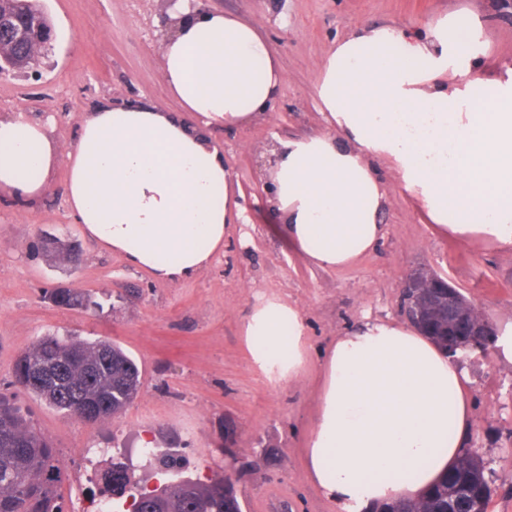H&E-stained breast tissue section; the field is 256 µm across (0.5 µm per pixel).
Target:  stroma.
<instances>
[{"label": "stroma", "mask_w": 512, "mask_h": 512, "mask_svg": "<svg viewBox=\"0 0 512 512\" xmlns=\"http://www.w3.org/2000/svg\"><path fill=\"white\" fill-rule=\"evenodd\" d=\"M55 41L39 74L0 77V112L52 116L61 147L77 142L81 115L123 94L168 112L180 111L159 65L164 23L159 0H41ZM208 6L257 23L283 72L268 116L231 130H210L224 153L243 222L224 232V253L191 281L172 285L103 251L77 224L67 203L68 167L58 162L38 202L0 201V393L11 396L58 455V492L69 512H94L99 491L92 462L113 447L135 449L151 429L158 451L177 449L190 473L223 470L227 449L253 451L256 467L238 489L243 512H336L305 478L302 448L317 411L316 363L328 343L363 316L399 319L404 277L427 269L446 278L494 326L512 323V251L435 231L386 162L385 235L376 252L354 265L323 269L289 243L268 202L264 159L280 139L326 128L316 93L319 66L335 42L356 27L417 26L464 11L483 23L489 62L512 65V21L499 0H208ZM62 239L80 260L61 264L44 251ZM64 286L89 292L97 314L58 306L45 293ZM276 294L307 319L314 357L298 379L270 385L250 362L240 336L250 307ZM69 332L119 344L142 371L141 392L122 414L90 425L68 417L15 382L18 357L48 333ZM475 434L471 441L493 474L487 512H512V364L486 353L469 364ZM274 446L278 456L265 459Z\"/></svg>", "instance_id": "obj_1"}]
</instances>
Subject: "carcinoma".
<instances>
[{
  "label": "carcinoma",
  "instance_id": "cac0c4a2",
  "mask_svg": "<svg viewBox=\"0 0 512 512\" xmlns=\"http://www.w3.org/2000/svg\"><path fill=\"white\" fill-rule=\"evenodd\" d=\"M0 15L24 20L29 27H51L35 0H0ZM0 40L14 44V56L30 69L39 63L26 53V42L13 30L0 28ZM54 303L88 311L97 307L87 292L55 288ZM15 382L58 412L80 421L97 423L121 414L138 397L141 374L136 362L109 341H84L46 335L18 359ZM238 467L233 474L216 472L203 481L182 473L184 464L169 450L143 456L142 469L161 476L154 488L147 487L124 455L112 457L101 474L104 494L113 512H243L237 483L249 466L247 458L234 453ZM63 473L51 442L28 422L22 408L0 396V512H64L55 494ZM458 484L488 482L485 462L478 456L464 457L448 478L422 500L398 501L381 512H448V480Z\"/></svg>",
  "mask_w": 512,
  "mask_h": 512
}]
</instances>
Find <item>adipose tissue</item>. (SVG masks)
Wrapping results in <instances>:
<instances>
[{"label":"adipose tissue","mask_w":512,"mask_h":512,"mask_svg":"<svg viewBox=\"0 0 512 512\" xmlns=\"http://www.w3.org/2000/svg\"><path fill=\"white\" fill-rule=\"evenodd\" d=\"M168 15L160 69L181 113L100 106L64 152L51 121L2 112L0 193L35 202L65 157L68 205L86 235L154 280L181 284L244 218L206 130L261 118L283 73L255 23L183 4ZM482 37L480 18L466 13L420 29L361 26L322 60L325 131L272 150L269 203L308 261L343 269L378 249L380 161L435 228L512 250V66L489 67ZM241 338L274 386L311 360L304 313L275 294L252 306ZM471 436L459 355L412 323L367 318L323 355L303 470L337 512H378L424 497L469 454Z\"/></svg>","instance_id":"ef3b65f1"}]
</instances>
